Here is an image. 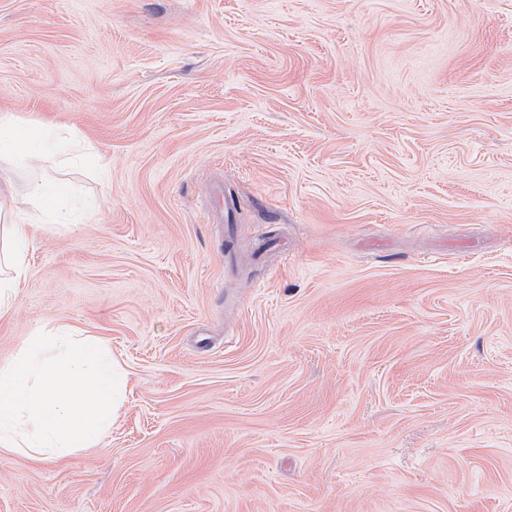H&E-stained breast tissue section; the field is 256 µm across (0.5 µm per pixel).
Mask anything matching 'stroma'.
I'll list each match as a JSON object with an SVG mask.
<instances>
[{
	"label": "stroma",
	"instance_id": "stroma-1",
	"mask_svg": "<svg viewBox=\"0 0 512 512\" xmlns=\"http://www.w3.org/2000/svg\"><path fill=\"white\" fill-rule=\"evenodd\" d=\"M2 113L97 219L0 198V364L73 329L128 380L0 512H512V0H0ZM10 224V233L13 238V245L10 255V265L15 274L9 280H0V313L8 307L7 292L13 288V283L21 278L27 267V245L28 238L27 218L21 211L15 210L11 216H7Z\"/></svg>",
	"mask_w": 512,
	"mask_h": 512
}]
</instances>
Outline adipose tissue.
Instances as JSON below:
<instances>
[{
  "label": "adipose tissue",
  "mask_w": 512,
  "mask_h": 512,
  "mask_svg": "<svg viewBox=\"0 0 512 512\" xmlns=\"http://www.w3.org/2000/svg\"><path fill=\"white\" fill-rule=\"evenodd\" d=\"M70 140L45 124L21 126L8 115L0 116V164L20 160L29 167H41L52 157L65 163L70 159ZM32 192L40 201L52 223L68 224L79 216L81 209L67 184L44 179L34 184Z\"/></svg>",
  "instance_id": "obj_1"
}]
</instances>
